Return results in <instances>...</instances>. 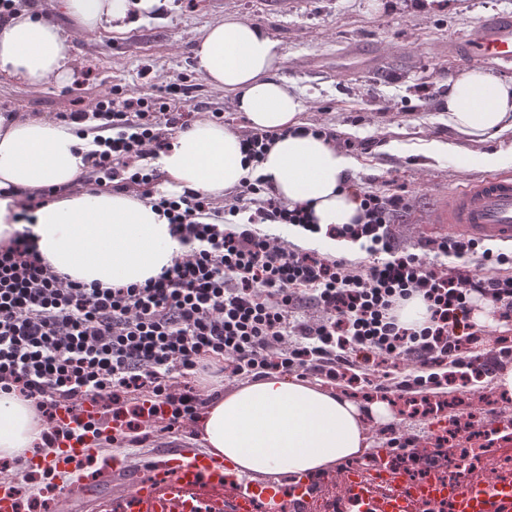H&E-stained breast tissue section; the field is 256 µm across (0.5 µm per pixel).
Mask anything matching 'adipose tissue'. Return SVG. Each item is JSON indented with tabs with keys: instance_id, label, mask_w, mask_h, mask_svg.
<instances>
[{
	"instance_id": "obj_1",
	"label": "adipose tissue",
	"mask_w": 512,
	"mask_h": 512,
	"mask_svg": "<svg viewBox=\"0 0 512 512\" xmlns=\"http://www.w3.org/2000/svg\"><path fill=\"white\" fill-rule=\"evenodd\" d=\"M167 0H56L54 9L84 33L121 30L131 10L149 13ZM196 68L213 87L233 95L251 126L280 137L259 164L283 202L308 205L320 228L359 223L363 212L344 180L351 160L325 137L298 133L302 98L279 77L283 58L258 24L228 17L210 25L194 47ZM67 34L32 4L13 5L0 21V75L41 89L73 76ZM448 126L471 142L512 135V79L476 67L448 80L443 105ZM91 138L38 117H0V243L19 229L21 193L66 187L84 171ZM158 165L177 189L220 195L238 186L249 164L233 129L197 121L180 131ZM33 231L43 259L71 279L103 286L141 284L171 266L181 248L166 218L147 201L106 191L48 203L35 212ZM396 419L391 403H360L308 380L271 376L245 383L212 401L200 419L204 447L239 470L315 472L361 455L369 422ZM39 433L36 413L14 391L0 390V457L30 449Z\"/></svg>"
}]
</instances>
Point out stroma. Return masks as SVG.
<instances>
[{
    "label": "stroma",
    "instance_id": "obj_1",
    "mask_svg": "<svg viewBox=\"0 0 512 512\" xmlns=\"http://www.w3.org/2000/svg\"><path fill=\"white\" fill-rule=\"evenodd\" d=\"M501 14L512 15V0H170L160 14L131 17L123 31L73 34V80L64 87L36 90L1 78L0 105L18 119L52 120L113 86L129 98H151L186 81L195 86L183 103L193 120L220 112L225 126L241 132L249 122L197 72L192 49L223 17L253 21L276 41L285 58L280 74L306 101L301 121L335 131L355 160L350 182L404 195L409 208L393 231L430 267L441 261L427 228L441 194L489 174H512L511 138L480 144V151L506 155L487 172L423 154L430 141L452 136L439 110L449 77L459 71L449 36Z\"/></svg>",
    "mask_w": 512,
    "mask_h": 512
}]
</instances>
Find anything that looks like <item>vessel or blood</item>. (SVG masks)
Returning <instances> with one entry per match:
<instances>
[{
	"label": "vessel or blood",
	"mask_w": 512,
	"mask_h": 512,
	"mask_svg": "<svg viewBox=\"0 0 512 512\" xmlns=\"http://www.w3.org/2000/svg\"><path fill=\"white\" fill-rule=\"evenodd\" d=\"M512 60V16L479 19L459 42L457 62ZM431 223L454 238L512 243V177L468 183L442 195ZM391 449L381 448L359 467H336L319 475L301 473L288 479L239 471L222 456L177 441L135 466L117 462L88 476L85 465L96 461L93 435L83 443L61 444L57 454L37 457L33 467L68 478L79 492L84 512H316V501L329 492L351 503L357 512H408L419 501L435 512H512V478L444 483L438 464L422 476L390 470Z\"/></svg>",
	"instance_id": "obj_1"
}]
</instances>
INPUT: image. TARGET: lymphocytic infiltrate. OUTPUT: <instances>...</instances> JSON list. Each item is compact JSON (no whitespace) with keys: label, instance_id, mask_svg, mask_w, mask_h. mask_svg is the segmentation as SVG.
I'll use <instances>...</instances> for the list:
<instances>
[{"label":"lymphocytic infiltrate","instance_id":"lymphocytic-infiltrate-1","mask_svg":"<svg viewBox=\"0 0 512 512\" xmlns=\"http://www.w3.org/2000/svg\"><path fill=\"white\" fill-rule=\"evenodd\" d=\"M126 98L112 88L86 107L63 113L66 123H91L98 151L88 156L95 185H149L155 170L143 159L171 147L187 115L178 94ZM257 208L238 222L241 203ZM365 223L334 228L366 241L377 254L365 271L342 258L282 245L260 224L305 225L304 206H287L265 177L244 179L229 203L186 191L151 204L182 248L171 267L144 284L102 287L69 279L46 263L30 228L0 246V388L30 400L41 420L34 455L90 433L100 447L139 445L146 428L169 432L193 421L212 400L203 375L256 380L294 374L346 379L419 394L435 378L400 375L399 362L446 369L480 362L489 376L512 359L503 347L479 356L481 332L470 319L473 296L512 312V277H477L469 267L424 270L392 232L407 209L402 195L356 194ZM418 296L428 317L402 324L398 305ZM313 307L314 315L300 311ZM96 418L83 420L85 404Z\"/></svg>","mask_w":512,"mask_h":512}]
</instances>
